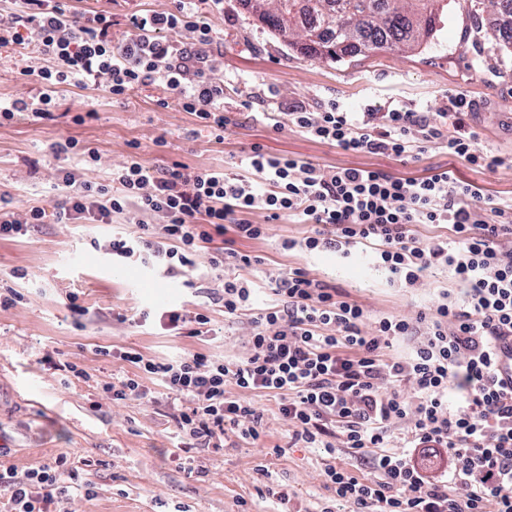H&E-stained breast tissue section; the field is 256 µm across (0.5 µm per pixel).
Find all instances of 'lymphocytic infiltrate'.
Returning <instances> with one entry per match:
<instances>
[{"mask_svg":"<svg viewBox=\"0 0 512 512\" xmlns=\"http://www.w3.org/2000/svg\"><path fill=\"white\" fill-rule=\"evenodd\" d=\"M16 4V13L0 19V48L38 42L46 64L36 73L37 100L0 105V120L24 111L52 118L58 94L73 84L101 86L122 98L158 81L176 93L182 111L223 139L224 88L202 77L210 59L200 48L209 32L197 21L193 0H181L174 13L133 17L132 37L117 47L105 15L87 17L60 0ZM176 29L193 33L195 47L163 39ZM192 71L199 80H189ZM471 108L460 94L449 97L435 120L410 109L359 116L332 103L293 113L292 123L345 151L412 159L425 144L439 143L454 159L495 171L501 160L480 148L467 123ZM246 166L241 175L132 160L113 169L108 186L60 167L57 222L108 224L114 215L138 214L139 234L117 233L109 241L113 257L144 253L170 272L205 262L224 281L225 314L253 316L248 351L235 360L193 353L156 361L118 349L115 358L136 371L104 383L106 398L152 403L156 397L142 380L158 381L175 405L170 418L177 433L195 450L223 447L228 429L259 441L263 414L252 396L265 393L277 398L291 444L331 455L341 445L378 472L372 480L325 467V486L355 512H512V384L497 373L502 345L512 338V200L484 196L443 167L422 178L361 168L327 174L258 148ZM256 210L266 212L267 223L250 221ZM284 217L311 227L285 248L368 247L405 287L444 269L463 295L443 296L433 312L413 318L371 322L346 290L295 269L270 275L278 300L255 308L253 282L238 275L252 258L236 243L265 237L268 222ZM422 224L447 225L448 233L421 239ZM230 267L236 275H227ZM414 335L419 341L410 357L390 356L395 340ZM454 386L461 394L452 402ZM396 421L409 424L400 453L388 436ZM452 481L462 495L449 494ZM94 489L90 470L73 467L65 453L23 471L0 461V512H68L72 492L90 497Z\"/></svg>","mask_w":512,"mask_h":512,"instance_id":"f902f5d3","label":"lymphocytic infiltrate"}]
</instances>
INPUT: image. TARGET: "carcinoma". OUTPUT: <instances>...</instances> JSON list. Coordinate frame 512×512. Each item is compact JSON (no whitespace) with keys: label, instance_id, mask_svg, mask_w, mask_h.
I'll use <instances>...</instances> for the list:
<instances>
[{"label":"carcinoma","instance_id":"obj_1","mask_svg":"<svg viewBox=\"0 0 512 512\" xmlns=\"http://www.w3.org/2000/svg\"><path fill=\"white\" fill-rule=\"evenodd\" d=\"M489 3L502 24L491 31L495 46L512 48V0H470L473 11ZM445 11L444 0H273L260 17L275 37L303 54L332 62L385 48L415 50L435 39ZM299 30L318 33L302 45Z\"/></svg>","mask_w":512,"mask_h":512}]
</instances>
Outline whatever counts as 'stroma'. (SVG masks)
<instances>
[{
	"instance_id": "35a3bbf8",
	"label": "stroma",
	"mask_w": 512,
	"mask_h": 512,
	"mask_svg": "<svg viewBox=\"0 0 512 512\" xmlns=\"http://www.w3.org/2000/svg\"><path fill=\"white\" fill-rule=\"evenodd\" d=\"M79 9L111 15L112 41L124 43L136 15L168 13L176 0H80ZM201 23L209 30L206 51L215 66L208 78L224 87L229 123L216 141L198 119L172 102L162 83L135 88L112 98L104 89L82 85L59 94L53 119L29 114L0 123V211L22 217L33 206L51 208L58 195V163L51 144L74 139L98 150L100 161L70 155L67 166L93 183L111 181L113 167L130 160L148 166L181 163L196 169L244 172L253 147L269 155H288L330 172L339 168L378 169L420 178L431 168L456 167L462 181L489 196L512 198V56L494 55L488 41L490 12L472 15L469 0H448V10L432 45L414 51H376L339 62L309 58L275 38L243 0H199ZM44 64L36 43L0 48V104L21 92L38 95L41 85H20L22 71ZM464 94L472 103L470 126L481 147L501 158L496 171L453 162L436 144L417 158L348 153L314 139L291 123L292 111L322 110L336 102L352 112L412 109L428 115L442 111L448 98ZM84 122H75L77 114ZM250 219L268 224L265 238L240 242L258 265L243 275L260 287V301L272 300L268 274L302 269L335 281L366 311L413 317L436 306L451 289L447 271H433L416 288L390 282L371 253L352 249L308 252L285 249L310 227L283 218L268 222L264 211ZM128 215L110 224L57 223L47 217L29 235L0 239V288H15L23 298L0 307V442L8 463L26 469L65 452L74 466L98 463L93 497H75L71 512H350L323 482L328 462L362 476L358 456L340 447L335 457L322 449L289 446L288 427L273 398L257 396L264 412L259 443L225 431L224 445L194 451L192 469L175 465L181 443L169 419L166 400L120 403L101 399L96 382L128 370V363L102 356V349L133 348L147 359L202 352L216 358L243 356L252 325L249 317L228 318L209 291L215 288L205 268L187 272L186 288L151 261L115 259L106 245L112 234L135 232ZM205 280L207 289H192ZM78 295L88 313L74 320L69 295ZM206 314L211 323L200 336L173 330L160 314L173 305ZM153 311L151 319L142 314ZM69 361L93 375L94 384L64 386L56 361ZM287 487L292 500L283 506L268 487Z\"/></svg>"
}]
</instances>
